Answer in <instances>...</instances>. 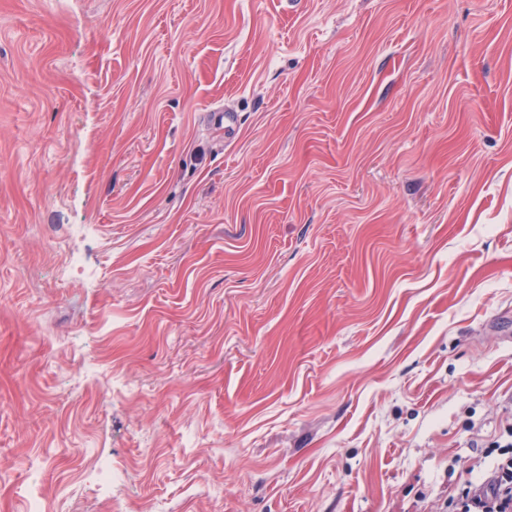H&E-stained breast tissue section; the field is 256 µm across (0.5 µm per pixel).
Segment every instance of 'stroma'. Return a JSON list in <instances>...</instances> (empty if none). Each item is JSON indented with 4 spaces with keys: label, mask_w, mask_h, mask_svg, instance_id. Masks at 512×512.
I'll list each match as a JSON object with an SVG mask.
<instances>
[{
    "label": "stroma",
    "mask_w": 512,
    "mask_h": 512,
    "mask_svg": "<svg viewBox=\"0 0 512 512\" xmlns=\"http://www.w3.org/2000/svg\"><path fill=\"white\" fill-rule=\"evenodd\" d=\"M511 428L512 0H0V512H446Z\"/></svg>",
    "instance_id": "stroma-1"
}]
</instances>
